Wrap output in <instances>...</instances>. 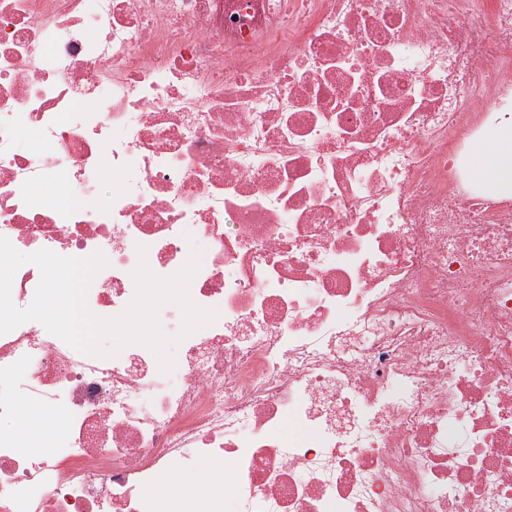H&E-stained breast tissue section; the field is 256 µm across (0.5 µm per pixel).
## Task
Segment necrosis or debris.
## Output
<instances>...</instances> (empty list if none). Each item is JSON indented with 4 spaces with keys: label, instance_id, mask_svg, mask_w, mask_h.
I'll list each match as a JSON object with an SVG mask.
<instances>
[{
    "label": "necrosis or debris",
    "instance_id": "necrosis-or-debris-1",
    "mask_svg": "<svg viewBox=\"0 0 512 512\" xmlns=\"http://www.w3.org/2000/svg\"><path fill=\"white\" fill-rule=\"evenodd\" d=\"M510 118L512 0H0V236L101 317L202 242L220 313L168 375L0 335V512H512ZM471 175L491 192L497 193L512 185V126L494 130L473 151ZM41 413L34 409H27L22 413L18 430L22 439L28 444V449L37 450L39 446L38 423Z\"/></svg>",
    "mask_w": 512,
    "mask_h": 512
}]
</instances>
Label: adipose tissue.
I'll use <instances>...</instances> for the list:
<instances>
[{
  "instance_id": "1",
  "label": "adipose tissue",
  "mask_w": 512,
  "mask_h": 512,
  "mask_svg": "<svg viewBox=\"0 0 512 512\" xmlns=\"http://www.w3.org/2000/svg\"><path fill=\"white\" fill-rule=\"evenodd\" d=\"M471 175L491 192L512 187V126L494 130L473 151Z\"/></svg>"
}]
</instances>
